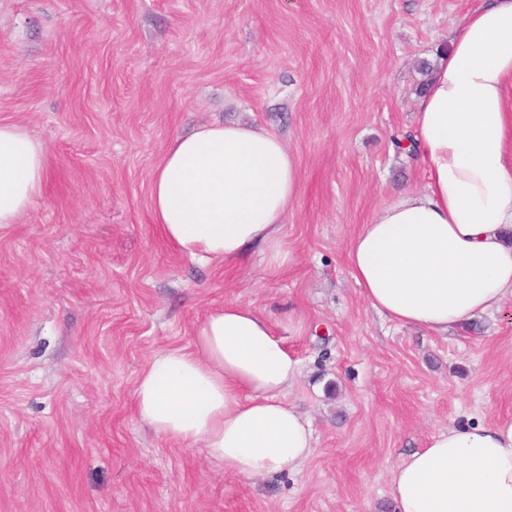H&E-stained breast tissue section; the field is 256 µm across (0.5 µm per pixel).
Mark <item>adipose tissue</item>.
<instances>
[{
  "instance_id": "1",
  "label": "adipose tissue",
  "mask_w": 512,
  "mask_h": 512,
  "mask_svg": "<svg viewBox=\"0 0 512 512\" xmlns=\"http://www.w3.org/2000/svg\"><path fill=\"white\" fill-rule=\"evenodd\" d=\"M412 137L427 186L359 226L350 274L377 312L444 335L512 299V0H479L433 58ZM45 176L43 142L0 124V228L29 209ZM298 182L275 133L206 124L169 143L151 181L152 218L197 263L243 265L258 253L275 272L288 261L281 231ZM300 371L270 318L228 301L188 346L152 357L135 409L225 472L263 477L297 468L312 450L309 420L285 398ZM391 497L396 512H512V417L431 436L394 470Z\"/></svg>"
}]
</instances>
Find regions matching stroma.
I'll list each match as a JSON object with an SVG mask.
<instances>
[{
    "label": "stroma",
    "instance_id": "stroma-1",
    "mask_svg": "<svg viewBox=\"0 0 512 512\" xmlns=\"http://www.w3.org/2000/svg\"><path fill=\"white\" fill-rule=\"evenodd\" d=\"M477 0H0V123L46 147L41 194L0 229V512H394L393 470L448 428L512 416V320L438 336L371 309L359 225L420 189V61ZM253 123L296 156L267 277L175 253L151 217L174 135ZM227 301L271 318L314 431L298 468L253 479L136 415L141 372Z\"/></svg>",
    "mask_w": 512,
    "mask_h": 512
}]
</instances>
